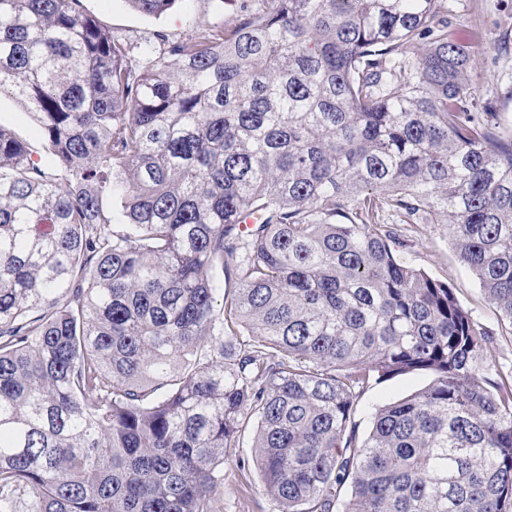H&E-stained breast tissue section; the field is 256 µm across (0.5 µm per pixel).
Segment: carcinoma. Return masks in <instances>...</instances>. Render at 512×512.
Masks as SVG:
<instances>
[{
  "instance_id": "obj_1",
  "label": "carcinoma",
  "mask_w": 512,
  "mask_h": 512,
  "mask_svg": "<svg viewBox=\"0 0 512 512\" xmlns=\"http://www.w3.org/2000/svg\"><path fill=\"white\" fill-rule=\"evenodd\" d=\"M446 12L240 0L130 39L0 0V95L42 138L0 126V512H218L251 418L276 512H512L490 333L394 248L448 225L512 327V128L470 111ZM28 112L12 96H0V125L13 129L34 151H40V133ZM432 376L421 372L372 383L356 400V420L360 422V432H365L371 425L376 408L385 403L401 399L428 386Z\"/></svg>"
}]
</instances>
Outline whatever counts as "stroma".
I'll list each match as a JSON object with an SVG mask.
<instances>
[{"instance_id":"1","label":"stroma","mask_w":512,"mask_h":512,"mask_svg":"<svg viewBox=\"0 0 512 512\" xmlns=\"http://www.w3.org/2000/svg\"><path fill=\"white\" fill-rule=\"evenodd\" d=\"M448 32L469 45L471 67L466 74L468 97L480 112L496 113L500 122L512 126V0H446ZM81 7L112 32L134 35L161 30L182 37L211 21V0H178L166 14L144 16L126 0H81ZM0 125L9 127L32 149L40 147V133L27 109L9 95L0 96ZM405 241L399 255L432 277L448 281L459 302L471 310L482 327L495 334L493 361L503 377L512 376V327L501 320L497 309L484 297L471 271L460 263L444 226L432 224L423 230L405 224ZM431 376L421 372L371 384L356 400V418L368 429L376 408L428 386ZM253 432L245 430L240 445L224 460V487L219 512H273L274 505L263 492L253 460Z\"/></svg>"}]
</instances>
